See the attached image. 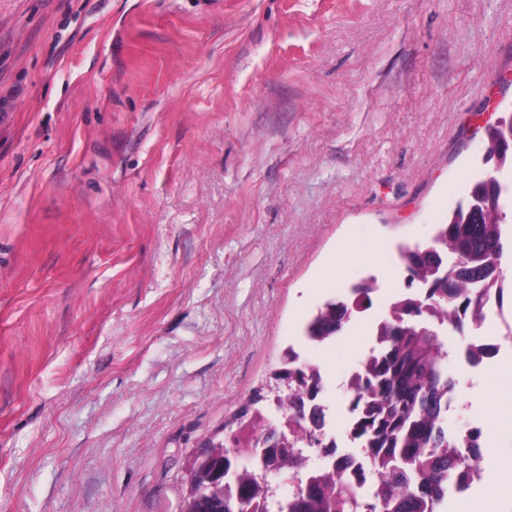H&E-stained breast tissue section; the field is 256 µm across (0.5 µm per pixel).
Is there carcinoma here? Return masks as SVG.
I'll list each match as a JSON object with an SVG mask.
<instances>
[{"label": "carcinoma", "mask_w": 512, "mask_h": 512, "mask_svg": "<svg viewBox=\"0 0 512 512\" xmlns=\"http://www.w3.org/2000/svg\"><path fill=\"white\" fill-rule=\"evenodd\" d=\"M489 146L485 163L495 171L505 168L512 152V114L488 129ZM508 186L500 181L477 180L467 206H458L448 222L437 225L431 240L413 247L400 245L399 255L409 275L408 288L424 278L431 288L402 295L390 308L380 328L377 346L363 362L361 376L349 386V407L354 413V431L365 448L369 472L365 485L371 492L359 495L358 487L344 475L348 460L339 459L327 470L304 475L300 488L288 498L280 512H443L448 491L456 484L467 462L482 457L476 443L470 454L448 438V348L440 334L424 328L436 323L462 330L460 311L474 320L482 315L484 292L496 289L499 301L512 292L501 260L509 245L504 226L508 224ZM465 259L462 273L436 284L432 274L435 259L448 252ZM373 281L355 286L345 300H329L318 308L303 327L304 335L324 341L338 335L353 312L371 302ZM281 370L288 373V413L307 417L303 396H313L317 373L311 364L288 352ZM241 424L240 416L224 424L223 434L208 437V444L196 451L210 454L199 478L188 482L183 500L186 512H253V505L271 500L270 489L260 472L278 462L281 468L301 471L306 457L297 448L299 437L276 428L282 437L269 445L260 439L262 455L255 465L238 463L229 451L230 435Z\"/></svg>", "instance_id": "cac0c4a2"}]
</instances>
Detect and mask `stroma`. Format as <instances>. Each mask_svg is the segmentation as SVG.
<instances>
[{
	"mask_svg": "<svg viewBox=\"0 0 512 512\" xmlns=\"http://www.w3.org/2000/svg\"><path fill=\"white\" fill-rule=\"evenodd\" d=\"M507 106L512 0H0V512H181L291 349L340 424ZM509 370L448 356L494 463L447 512H512ZM374 290L373 280L351 289L350 296L345 300H329L318 308L303 327L304 336L324 341L336 337L348 324L355 310L363 312L371 302L370 293Z\"/></svg>",
	"mask_w": 512,
	"mask_h": 512,
	"instance_id": "35a3bbf8",
	"label": "stroma"
}]
</instances>
